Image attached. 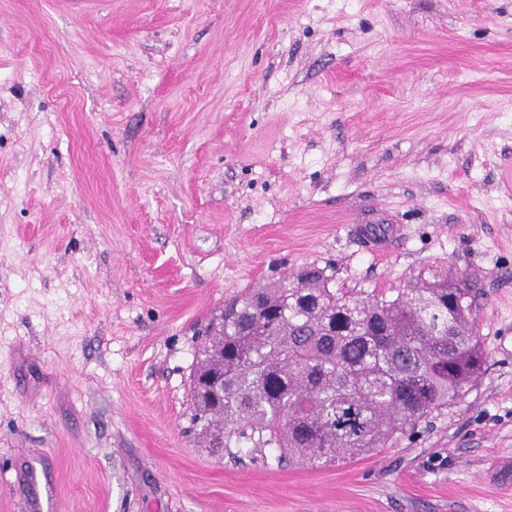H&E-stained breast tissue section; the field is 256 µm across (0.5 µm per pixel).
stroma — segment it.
<instances>
[{
    "label": "stroma",
    "instance_id": "stroma-1",
    "mask_svg": "<svg viewBox=\"0 0 512 512\" xmlns=\"http://www.w3.org/2000/svg\"><path fill=\"white\" fill-rule=\"evenodd\" d=\"M309 264L467 282L480 377L351 461L210 453L202 332ZM0 512H512V0H0Z\"/></svg>",
    "mask_w": 512,
    "mask_h": 512
}]
</instances>
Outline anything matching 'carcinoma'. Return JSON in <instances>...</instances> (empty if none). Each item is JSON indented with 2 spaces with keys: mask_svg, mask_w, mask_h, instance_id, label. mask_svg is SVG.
Instances as JSON below:
<instances>
[{
  "mask_svg": "<svg viewBox=\"0 0 512 512\" xmlns=\"http://www.w3.org/2000/svg\"><path fill=\"white\" fill-rule=\"evenodd\" d=\"M473 302L446 277L362 297L315 265L254 283L207 327L193 420L216 453L248 445L327 465L385 448L480 376Z\"/></svg>",
  "mask_w": 512,
  "mask_h": 512,
  "instance_id": "carcinoma-1",
  "label": "carcinoma"
}]
</instances>
